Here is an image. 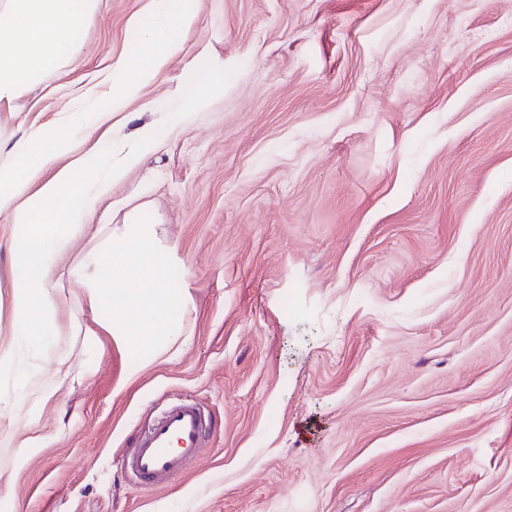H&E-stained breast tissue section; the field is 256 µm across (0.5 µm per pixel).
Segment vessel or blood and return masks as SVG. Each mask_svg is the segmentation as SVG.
<instances>
[{"instance_id": "vessel-or-blood-1", "label": "vessel or blood", "mask_w": 512, "mask_h": 512, "mask_svg": "<svg viewBox=\"0 0 512 512\" xmlns=\"http://www.w3.org/2000/svg\"><path fill=\"white\" fill-rule=\"evenodd\" d=\"M210 426L201 405L178 399L164 405L122 449L120 465L142 488L155 489L187 474L205 446Z\"/></svg>"}]
</instances>
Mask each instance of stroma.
<instances>
[{"label":"stroma","instance_id":"35a3bbf8","mask_svg":"<svg viewBox=\"0 0 512 512\" xmlns=\"http://www.w3.org/2000/svg\"><path fill=\"white\" fill-rule=\"evenodd\" d=\"M162 79L100 116L146 0H101L80 53L0 112V170L51 128L160 132L58 260L141 209L188 270L189 339L143 366L64 280L51 334L13 336L0 216V468L8 512H512V0H198ZM224 61L202 110L198 53ZM68 378L35 413L32 383ZM212 426L145 491L114 458L168 400ZM29 441L15 466L6 435Z\"/></svg>","mask_w":512,"mask_h":512}]
</instances>
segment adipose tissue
<instances>
[{
    "mask_svg": "<svg viewBox=\"0 0 512 512\" xmlns=\"http://www.w3.org/2000/svg\"><path fill=\"white\" fill-rule=\"evenodd\" d=\"M99 0H5L0 5V108L24 99L42 72L73 61L80 36ZM198 21L196 0H149V16L132 29L146 59L117 60L111 67L112 98L105 111H123L143 86L163 76L180 50L186 30ZM156 146L143 128L128 147H92L61 164L66 140L37 136L17 144V164L0 170V215L15 226L12 303L15 333L47 335L45 316L61 299L57 261L70 247L102 197ZM80 285L97 323L149 364L176 346L193 310L188 289L169 283L178 269L170 251L158 246L141 212L132 211L121 238L105 253L87 256Z\"/></svg>",
    "mask_w": 512,
    "mask_h": 512,
    "instance_id": "1",
    "label": "adipose tissue"
}]
</instances>
